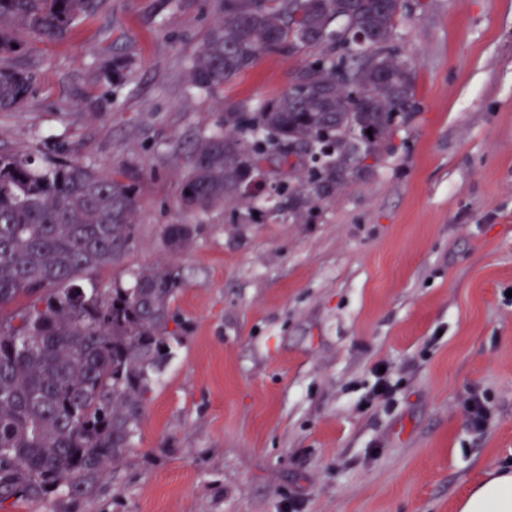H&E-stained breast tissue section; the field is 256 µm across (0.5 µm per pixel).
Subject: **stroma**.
Masks as SVG:
<instances>
[{
	"label": "stroma",
	"instance_id": "1",
	"mask_svg": "<svg viewBox=\"0 0 512 512\" xmlns=\"http://www.w3.org/2000/svg\"><path fill=\"white\" fill-rule=\"evenodd\" d=\"M396 40L418 110L380 163L302 216L267 185L257 213L180 204L196 143L275 99L312 52L269 53L223 89L189 68L219 0H103L19 65L0 149L131 175L135 244L102 288L169 262L181 341L139 439L78 512H456L512 467V0H410ZM126 61L121 81L107 75ZM170 224L194 229L170 252ZM387 367L389 401L368 395ZM494 408L470 431L463 401ZM467 425L475 432L484 434L494 419V409L484 394L472 388L464 399Z\"/></svg>",
	"mask_w": 512,
	"mask_h": 512
}]
</instances>
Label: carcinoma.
Here are the masks:
<instances>
[{"mask_svg": "<svg viewBox=\"0 0 512 512\" xmlns=\"http://www.w3.org/2000/svg\"><path fill=\"white\" fill-rule=\"evenodd\" d=\"M102 0H0V112L23 102L34 75L13 63L28 45L64 39ZM190 67L216 91L264 53L315 54L281 97L225 113L183 176L181 205H252L267 165L288 178L275 194L310 212L380 161L418 111L413 66L396 42L408 0H222ZM372 134H367V130ZM303 173V178L295 174ZM138 208L119 170L69 159L43 164L0 150V508L54 501L53 512L97 498L140 435L154 378L182 321L178 273L158 265L130 288L89 282L131 250ZM194 228L169 224V249Z\"/></svg>", "mask_w": 512, "mask_h": 512, "instance_id": "carcinoma-1", "label": "carcinoma"}]
</instances>
